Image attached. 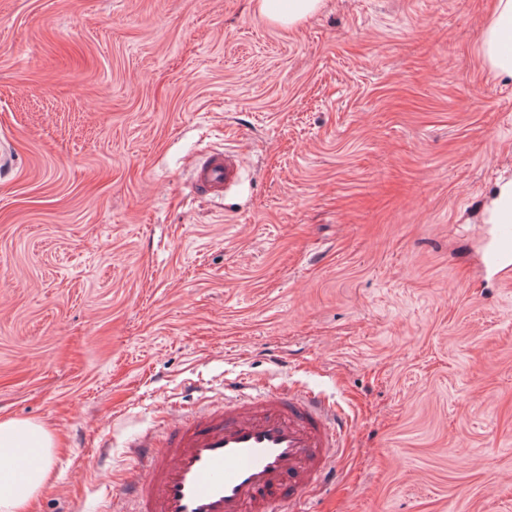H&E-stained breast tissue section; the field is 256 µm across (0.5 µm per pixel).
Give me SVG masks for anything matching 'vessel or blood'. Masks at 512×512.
<instances>
[{
    "mask_svg": "<svg viewBox=\"0 0 512 512\" xmlns=\"http://www.w3.org/2000/svg\"><path fill=\"white\" fill-rule=\"evenodd\" d=\"M238 170L234 154L211 151L192 186L222 195ZM480 266L500 277L512 271V223L494 225ZM343 428L318 392L240 380L129 442L138 473L122 484L121 512H307L303 494L328 473Z\"/></svg>",
    "mask_w": 512,
    "mask_h": 512,
    "instance_id": "vessel-or-blood-1",
    "label": "vessel or blood"
}]
</instances>
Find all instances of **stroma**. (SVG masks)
Wrapping results in <instances>:
<instances>
[{"label": "stroma", "mask_w": 512, "mask_h": 512, "mask_svg": "<svg viewBox=\"0 0 512 512\" xmlns=\"http://www.w3.org/2000/svg\"><path fill=\"white\" fill-rule=\"evenodd\" d=\"M489 0H0V420L59 441L34 512H109L126 440L237 376L343 415L310 512H512V179ZM234 152L236 183L192 195ZM254 11L263 20L294 28L317 13L323 0H253ZM238 170V162L234 154L226 150L211 151L195 165L192 187L198 192L223 195L224 187L236 179ZM508 192L510 197L511 206L509 208V218L512 221V181L506 182L497 188L496 193L492 197L488 212V223L493 224V237L491 244L486 250L480 261V266L483 272L493 273L496 276L506 278V274L512 268V223L500 224L495 222V216L500 208L501 200Z\"/></svg>", "instance_id": "obj_1"}]
</instances>
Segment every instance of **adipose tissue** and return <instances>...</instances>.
I'll list each match as a JSON object with an SVG mask.
<instances>
[{
  "label": "adipose tissue",
  "instance_id": "obj_1",
  "mask_svg": "<svg viewBox=\"0 0 512 512\" xmlns=\"http://www.w3.org/2000/svg\"><path fill=\"white\" fill-rule=\"evenodd\" d=\"M322 4L323 0H254V11L271 24L293 28L317 13ZM481 54L495 76L512 80V0H491ZM21 448L38 455L41 463L16 482L7 466ZM55 452V437L42 425L0 420V512H33L36 498L50 484L49 462Z\"/></svg>",
  "mask_w": 512,
  "mask_h": 512
}]
</instances>
